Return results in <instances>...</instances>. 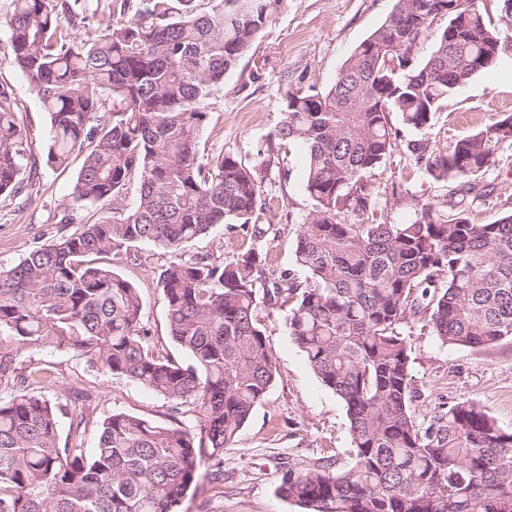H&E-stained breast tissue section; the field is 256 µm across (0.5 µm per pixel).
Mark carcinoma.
Masks as SVG:
<instances>
[{"instance_id":"cac0c4a2","label":"carcinoma","mask_w":512,"mask_h":512,"mask_svg":"<svg viewBox=\"0 0 512 512\" xmlns=\"http://www.w3.org/2000/svg\"><path fill=\"white\" fill-rule=\"evenodd\" d=\"M285 0H11L7 50L50 118L45 163L65 168L85 154L79 224L0 266V512H180L188 489L224 482V449L273 385L277 367L260 307L293 306L289 335L318 381L346 408L351 462L334 454L288 464L277 494L306 512H512V431L458 399L416 421L410 351L402 327L428 322L452 348L512 340V212L492 223L415 204L404 224H348L340 209L376 174L396 144L390 114L424 130L456 89L512 46L500 0L493 24L479 0H396L328 88L285 92L282 120L254 161L205 156L209 99L281 11ZM445 25L434 27L437 18ZM99 34L84 40L75 22ZM433 37L427 57L414 51ZM375 87L365 95L363 87ZM512 142V114L458 139L429 163L465 197ZM305 154L312 207L293 253L301 284L275 273L251 245L232 259L179 256L159 285L184 364L156 354L132 282L100 262L143 242L171 252L216 224L262 223L273 196L265 174L285 145ZM36 166L0 87V197L26 187ZM136 186L134 204L126 194ZM96 206L98 221L78 208ZM80 352L104 369L197 418L114 412L95 448L61 439L66 405L36 385L52 374L31 353Z\"/></svg>"}]
</instances>
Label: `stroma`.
<instances>
[{"label":"stroma","mask_w":512,"mask_h":512,"mask_svg":"<svg viewBox=\"0 0 512 512\" xmlns=\"http://www.w3.org/2000/svg\"><path fill=\"white\" fill-rule=\"evenodd\" d=\"M395 0H286L283 10L266 28L250 52L224 77L210 101V121L200 135L206 154H232L254 159L257 149L276 133L283 95L288 87H329L352 50L379 28ZM10 0H0V85L14 98L17 122L37 160L25 191L0 201V265L16 264L29 251L64 234L72 226L59 224L58 214L71 208L76 175L83 155L73 156L67 169L44 162L49 118L32 93L26 75L14 64L5 46L4 20ZM512 114V48L491 68L471 79L436 112L428 129L400 127L397 146L376 175L362 183L366 207L348 201L341 216L347 222L404 223L414 216L416 203L454 196L457 183L435 181L422 160V151L448 152L461 137L485 129L500 116ZM280 164L266 180L275 199L272 224L261 244L274 268L290 270L296 281L307 273L295 263L293 244L311 201L304 187V160L296 146L284 147ZM485 197L472 204L471 217L490 223L512 211V145L502 144L496 167L483 174ZM252 241L249 230L219 224L185 251L229 257ZM173 254L145 242L130 256H116V272L134 283L143 301V322L162 354L187 361L172 340L158 279ZM287 309H263L261 322L272 348L278 375L264 400L241 429L232 448L224 452V483L192 485L181 512H300L281 499L277 486L284 463L307 461L336 453L340 463L351 460V436L346 408L316 378L288 331ZM402 332L411 347L412 375L419 396L413 405L417 420L427 419L439 405L466 399L480 406L499 426L512 430V340L492 347L451 349L442 345L425 322L405 324ZM35 357L54 369L44 384L50 397L67 402L61 420L69 428L73 417L84 416L80 440L95 447L100 419L115 411L164 421L170 405L140 385L105 370H89L79 352L46 348ZM91 389L95 403L82 407L72 394Z\"/></svg>","instance_id":"stroma-1"}]
</instances>
